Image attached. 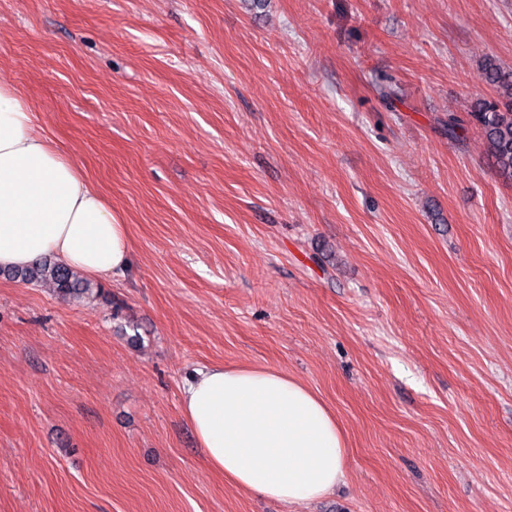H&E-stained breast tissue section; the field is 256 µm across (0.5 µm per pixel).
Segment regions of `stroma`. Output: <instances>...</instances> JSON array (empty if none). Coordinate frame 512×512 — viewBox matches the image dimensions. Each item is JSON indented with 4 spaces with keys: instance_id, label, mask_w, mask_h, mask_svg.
I'll list each match as a JSON object with an SVG mask.
<instances>
[{
    "instance_id": "obj_1",
    "label": "stroma",
    "mask_w": 512,
    "mask_h": 512,
    "mask_svg": "<svg viewBox=\"0 0 512 512\" xmlns=\"http://www.w3.org/2000/svg\"><path fill=\"white\" fill-rule=\"evenodd\" d=\"M488 56L512 0H0V82L131 247L81 300L0 275V512H512V182L439 123ZM215 363L316 390L344 483L213 471Z\"/></svg>"
}]
</instances>
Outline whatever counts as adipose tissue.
I'll list each match as a JSON object with an SVG mask.
<instances>
[{"label": "adipose tissue", "mask_w": 512, "mask_h": 512, "mask_svg": "<svg viewBox=\"0 0 512 512\" xmlns=\"http://www.w3.org/2000/svg\"><path fill=\"white\" fill-rule=\"evenodd\" d=\"M44 257L93 277L121 274L130 261L127 229L38 130L25 99L0 82V268ZM182 408L210 466L248 494L309 503L345 480L347 441L335 413L282 369H196Z\"/></svg>", "instance_id": "adipose-tissue-1"}]
</instances>
